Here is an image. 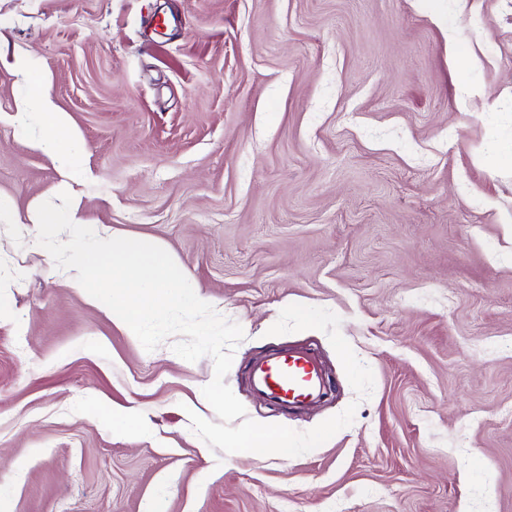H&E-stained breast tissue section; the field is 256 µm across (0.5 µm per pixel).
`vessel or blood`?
Wrapping results in <instances>:
<instances>
[{"mask_svg":"<svg viewBox=\"0 0 512 512\" xmlns=\"http://www.w3.org/2000/svg\"><path fill=\"white\" fill-rule=\"evenodd\" d=\"M249 376L261 395L286 404L312 401L324 388L317 362L295 349L259 359L251 365Z\"/></svg>","mask_w":512,"mask_h":512,"instance_id":"obj_1","label":"vessel or blood"}]
</instances>
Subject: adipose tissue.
<instances>
[{
  "instance_id": "obj_1",
  "label": "adipose tissue",
  "mask_w": 512,
  "mask_h": 512,
  "mask_svg": "<svg viewBox=\"0 0 512 512\" xmlns=\"http://www.w3.org/2000/svg\"><path fill=\"white\" fill-rule=\"evenodd\" d=\"M28 83V97L18 104L15 121L26 123L30 110H37L48 134L34 142V149L52 157L63 177L73 179L83 175V148L70 128L66 114L58 110L40 76L29 74Z\"/></svg>"
}]
</instances>
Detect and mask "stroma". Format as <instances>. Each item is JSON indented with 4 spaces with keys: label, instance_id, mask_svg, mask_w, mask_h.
Masks as SVG:
<instances>
[{
    "label": "stroma",
    "instance_id": "1",
    "mask_svg": "<svg viewBox=\"0 0 512 512\" xmlns=\"http://www.w3.org/2000/svg\"><path fill=\"white\" fill-rule=\"evenodd\" d=\"M39 70L85 148L63 183L11 120ZM68 192L149 234L244 332L224 382L305 454L211 449L214 361L146 351L0 223V497L8 512H512V0H0V195ZM337 314L374 375L357 399ZM315 353L328 395L282 410L261 356ZM194 413H187V406ZM135 407L139 429L107 413Z\"/></svg>",
    "mask_w": 512,
    "mask_h": 512
}]
</instances>
